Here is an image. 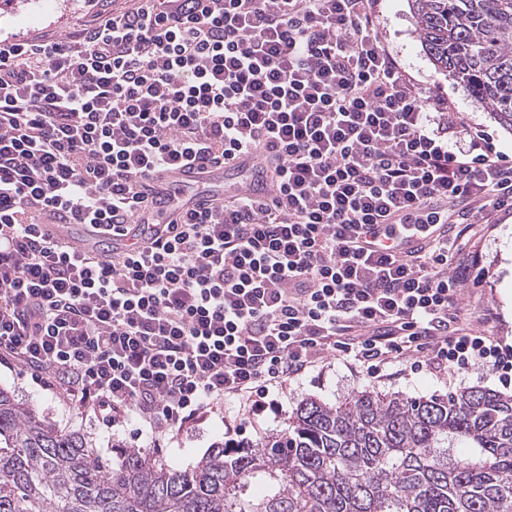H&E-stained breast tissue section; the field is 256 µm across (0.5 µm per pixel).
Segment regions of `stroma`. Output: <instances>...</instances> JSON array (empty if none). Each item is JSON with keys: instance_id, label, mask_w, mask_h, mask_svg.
Listing matches in <instances>:
<instances>
[{"instance_id": "stroma-1", "label": "stroma", "mask_w": 512, "mask_h": 512, "mask_svg": "<svg viewBox=\"0 0 512 512\" xmlns=\"http://www.w3.org/2000/svg\"><path fill=\"white\" fill-rule=\"evenodd\" d=\"M100 9L98 0H25L21 9L0 11V36H26L44 31L64 33L77 22L96 19ZM381 11L388 44L406 70L422 83L447 94L471 123L484 126L497 150L512 156V134L499 126L464 85L439 74L426 58L407 0H382ZM483 258V264L473 269L458 302L466 312L492 310L495 336L502 344L512 347V219L496 225L484 243ZM0 384L7 386L15 399L30 403L57 427L92 437L97 451L103 456L114 455V446L118 443L130 448L137 445L132 429L114 430L94 416L69 410L62 399L43 390L30 372L2 365ZM472 385L512 393V384H501L497 374L482 368L457 375L449 381L422 372L377 379L364 374L353 376L343 360L332 357L324 368L310 370L274 391L273 396L280 404L279 413L255 418L245 414L239 402H224L192 431L167 441L160 457L176 459L180 468H193L216 441L222 439L225 421L244 427L250 438L279 430L287 423L298 401L308 395L339 402L365 388L419 397L445 394L449 389Z\"/></svg>"}]
</instances>
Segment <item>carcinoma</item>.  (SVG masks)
Wrapping results in <instances>:
<instances>
[{"label":"carcinoma","mask_w":512,"mask_h":512,"mask_svg":"<svg viewBox=\"0 0 512 512\" xmlns=\"http://www.w3.org/2000/svg\"><path fill=\"white\" fill-rule=\"evenodd\" d=\"M409 6L436 71L512 132V0ZM0 512H512V395L308 397L286 428L182 471L136 448L101 457L0 386Z\"/></svg>","instance_id":"obj_1"}]
</instances>
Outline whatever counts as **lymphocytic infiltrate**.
<instances>
[{
	"instance_id": "obj_1",
	"label": "lymphocytic infiltrate",
	"mask_w": 512,
	"mask_h": 512,
	"mask_svg": "<svg viewBox=\"0 0 512 512\" xmlns=\"http://www.w3.org/2000/svg\"><path fill=\"white\" fill-rule=\"evenodd\" d=\"M131 2L0 39V364L157 452L228 398L278 412L272 390L330 353L512 381V349L457 305L512 217V157L405 70L380 0ZM258 155L267 200L211 199L149 246L77 253L47 230L125 235L150 172ZM375 224L448 232L363 250Z\"/></svg>"
}]
</instances>
